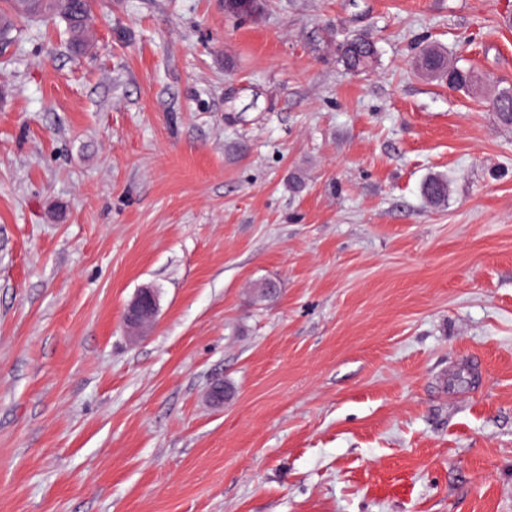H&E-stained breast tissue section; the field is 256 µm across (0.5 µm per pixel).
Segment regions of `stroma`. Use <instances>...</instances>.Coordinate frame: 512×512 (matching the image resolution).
Wrapping results in <instances>:
<instances>
[{
    "label": "stroma",
    "instance_id": "35a3bbf8",
    "mask_svg": "<svg viewBox=\"0 0 512 512\" xmlns=\"http://www.w3.org/2000/svg\"><path fill=\"white\" fill-rule=\"evenodd\" d=\"M68 39L0 40V512H512V0H95ZM340 50L342 62L352 72L371 69L378 54L374 41L360 37L344 42ZM422 70L448 85L451 89H469L477 82L474 69L448 64L446 55L437 49H423L419 55ZM157 313V302L152 288H143L128 306L125 322L129 329L140 332L150 325Z\"/></svg>",
    "mask_w": 512,
    "mask_h": 512
}]
</instances>
